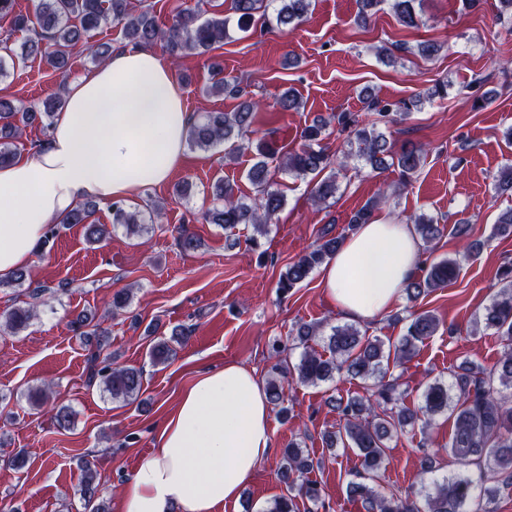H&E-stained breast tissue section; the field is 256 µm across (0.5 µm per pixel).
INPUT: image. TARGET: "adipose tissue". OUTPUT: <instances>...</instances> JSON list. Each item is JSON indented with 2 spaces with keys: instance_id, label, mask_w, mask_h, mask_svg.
I'll return each instance as SVG.
<instances>
[{
  "instance_id": "obj_1",
  "label": "adipose tissue",
  "mask_w": 512,
  "mask_h": 512,
  "mask_svg": "<svg viewBox=\"0 0 512 512\" xmlns=\"http://www.w3.org/2000/svg\"><path fill=\"white\" fill-rule=\"evenodd\" d=\"M189 114L158 49L115 50L66 89L49 139L0 168V277L28 267L51 225L80 203L130 199L180 167ZM410 225L376 213L321 268L346 318L371 322L398 304L419 265ZM270 404L254 372L227 363L197 373L131 473L118 512H220L273 447Z\"/></svg>"
}]
</instances>
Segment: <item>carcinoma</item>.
<instances>
[{"mask_svg": "<svg viewBox=\"0 0 512 512\" xmlns=\"http://www.w3.org/2000/svg\"><path fill=\"white\" fill-rule=\"evenodd\" d=\"M422 0H361L355 22L365 25L379 6H388L396 21L404 27H417L421 15L417 6ZM312 9V0H232L236 26L243 31L257 21H275L280 28L293 30L306 21ZM201 2L190 6L184 2L172 10L171 23L162 27L147 7L137 6L134 0H33L32 10H16V0H0V17L11 18L15 31H27L33 36L19 46L10 44V38L0 40L5 55H0V76L6 74L5 60L12 65L28 59H40L52 71L64 74L74 53H86L92 61L109 57L112 45L96 42L93 36L108 23L122 27L127 44L134 48L161 46L174 61L189 54H201L224 46L230 39L231 19L215 14L204 17ZM211 95L240 100L233 112L213 110L193 121L187 129L186 144L192 149L207 151L224 142L231 144L229 157L248 150H256L257 161L248 171V179L257 188L256 197L248 202L235 193L233 185L218 183L213 187V203L202 214L208 224L233 228L249 224L265 235L272 218L284 203L283 191L278 188L269 166L268 141L253 142L252 126L261 103L248 97V92L234 79L220 78L208 89ZM448 95V84L439 83L434 89L409 100L388 102L369 101L370 111L358 114L340 112L333 116L339 133L345 135L347 151L343 160L324 143L327 122L315 120L301 132V147L282 161L284 170L304 179L311 177L310 199L322 205L336 197L338 174L344 161L354 158L365 162L372 170L393 166L399 170L400 184L411 185L423 165L425 150L408 144L396 151L383 129L408 116L412 109L435 97ZM66 103L62 93L41 104L16 103L0 97V166L10 164L16 156V141L22 131L34 125L47 131L53 126L57 112ZM302 102L291 89L277 99L278 111L300 109ZM382 188L378 196L366 203L350 218L348 229L365 224L386 197ZM91 204H80L62 221V224L84 225L87 241L99 244L110 237L104 224L90 221ZM112 223L121 224L126 231L144 233L149 229L144 212L127 210L112 204ZM414 231L429 251V244L441 238L447 225L431 217L419 216ZM343 237H332L317 245L309 253L288 264L279 277L278 288L286 293L305 281L312 271L323 264L342 244ZM458 263L453 259L433 261L426 274L408 282L404 288L410 306L406 307V331L394 346L395 360H410L419 345L433 336L438 320L429 311L416 310L420 297L447 285L456 276ZM504 285L476 319L473 332L492 330L500 338L503 351L492 368L466 361L450 373L452 381H436L423 391L420 413L424 424L433 417L450 414L454 429L444 450L460 464L464 472L432 481L424 495L411 497L383 493L377 479L387 460L388 442L407 426L415 423L417 413L403 405L404 391L398 379L387 377L383 362L390 358L384 342L369 338L353 325H334L329 333L314 325L304 324L296 329L293 346L302 348L298 363L291 366L282 358L286 346L279 340L271 345V356L277 359L273 367L275 377L267 382L266 393L270 403L288 412L285 406V386L296 381L317 384L344 375L370 388L369 396L351 395L332 399L339 415L338 430L325 436V443L333 448L340 444L352 449L360 461L356 479L349 483L350 492L361 502L364 512H492L489 505L497 496L512 489V264L502 271ZM36 316V305L14 308L0 316V334L15 335L27 328ZM72 325L84 329V336H100L97 353L91 356L89 383L98 386L114 402L128 404L135 401L142 389L143 371L130 367H115L111 356L104 353L105 332L94 324V317L80 314ZM189 335V329H175L171 340L159 339L153 343L149 358L153 365L166 363L172 353L170 342H178ZM323 337L329 356L310 348L308 342ZM320 462L314 461L301 444L292 443L284 449L279 479L286 493L274 499L265 512H329L320 483L309 477ZM96 472L91 462H84L82 491L87 512H99L103 504L95 502Z\"/></svg>", "mask_w": 512, "mask_h": 512, "instance_id": "1", "label": "carcinoma"}]
</instances>
